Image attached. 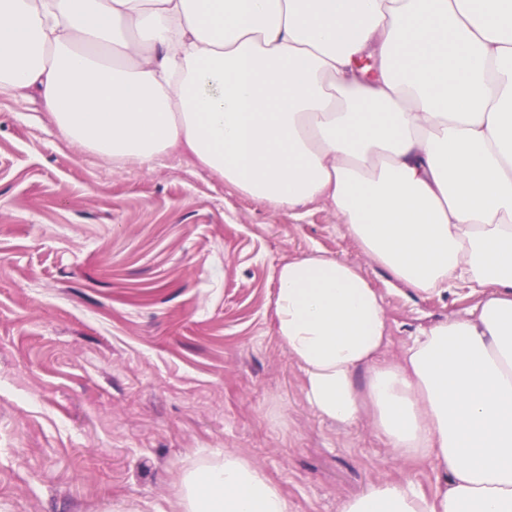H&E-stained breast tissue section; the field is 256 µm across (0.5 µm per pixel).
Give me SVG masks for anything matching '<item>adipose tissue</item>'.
I'll return each instance as SVG.
<instances>
[{"mask_svg": "<svg viewBox=\"0 0 512 512\" xmlns=\"http://www.w3.org/2000/svg\"><path fill=\"white\" fill-rule=\"evenodd\" d=\"M26 90L78 148L321 204L393 284L478 295L390 358L382 294L316 250L274 329L315 413L437 473L338 512H512V0H0V95ZM174 485L173 512H291L231 452Z\"/></svg>", "mask_w": 512, "mask_h": 512, "instance_id": "adipose-tissue-1", "label": "adipose tissue"}]
</instances>
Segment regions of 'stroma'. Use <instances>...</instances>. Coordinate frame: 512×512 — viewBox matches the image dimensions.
<instances>
[{
	"label": "stroma",
	"mask_w": 512,
	"mask_h": 512,
	"mask_svg": "<svg viewBox=\"0 0 512 512\" xmlns=\"http://www.w3.org/2000/svg\"><path fill=\"white\" fill-rule=\"evenodd\" d=\"M322 250L383 295L388 356L473 304L389 284L321 205L260 204L188 159L113 163L35 94L0 97V512H172L173 475L234 452L292 512L382 482L434 490L363 421L306 403L273 326L276 269Z\"/></svg>",
	"instance_id": "35a3bbf8"
}]
</instances>
